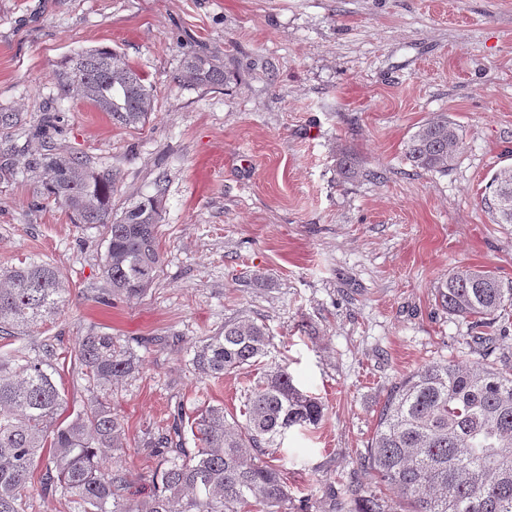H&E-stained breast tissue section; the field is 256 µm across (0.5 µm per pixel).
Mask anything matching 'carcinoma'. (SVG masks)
I'll list each match as a JSON object with an SVG mask.
<instances>
[{
    "mask_svg": "<svg viewBox=\"0 0 512 512\" xmlns=\"http://www.w3.org/2000/svg\"><path fill=\"white\" fill-rule=\"evenodd\" d=\"M190 82L224 86V68L208 56L184 61ZM63 93L77 88L94 109L116 125L138 129L155 108L153 86L115 51L76 53L55 71ZM462 147L456 124L441 113L426 120L405 144V157L419 170L446 172ZM12 147L0 148V184L15 181ZM27 168L40 175L37 194L53 200L75 224L102 228L106 250L102 274L112 296L144 297L162 271L157 241L164 179L156 194L112 212L117 175L88 157L29 155ZM484 205L497 223L512 224V166L497 170ZM69 289L49 263L25 258L0 273V335L20 336L59 315ZM448 313L469 322L470 342L485 348L496 336L499 311L512 305V281L489 271L457 267L436 292ZM268 325L248 315L193 351L195 377L220 379L247 369L270 353ZM139 359L112 334L90 329L77 337L71 370L86 381L83 409L68 413L56 369L40 356L0 357V512H26L35 493L58 494L78 512H290L288 478L264 460L277 436L295 425L317 426L322 402L300 392L287 367L274 363L244 393L245 421L211 405L183 417L177 408L174 437L150 431L142 447L156 460L140 480L123 465L126 431L112 413V385L131 376ZM195 448L183 447L185 421ZM110 456L111 466L100 460ZM382 495L349 485L345 512H512V371L490 363L462 366L432 361L391 388L370 445L362 455Z\"/></svg>",
    "mask_w": 512,
    "mask_h": 512,
    "instance_id": "carcinoma-1",
    "label": "carcinoma"
}]
</instances>
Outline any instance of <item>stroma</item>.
I'll return each mask as SVG.
<instances>
[{
	"instance_id": "stroma-1",
	"label": "stroma",
	"mask_w": 512,
	"mask_h": 512,
	"mask_svg": "<svg viewBox=\"0 0 512 512\" xmlns=\"http://www.w3.org/2000/svg\"><path fill=\"white\" fill-rule=\"evenodd\" d=\"M101 47L153 86L143 129L60 94L61 61ZM195 54L223 64V87L186 82ZM0 109L25 119L0 128V142L113 169L114 213L167 178L160 277L140 301L109 307L97 301L99 229L37 198L34 173L0 184V270L40 258L71 288L60 316L0 338V356L53 344L76 411L86 383L63 369L64 351L92 326L129 345L141 366L113 386L112 406L131 478L154 464L144 432L177 410L239 415L260 367L214 382L189 360L241 314L265 320L269 362L326 408L320 425L293 426L272 448L294 512H333L351 480L372 485L359 454L401 378L436 359L512 362V307L498 317L504 341L482 357L466 322L435 301L454 267L512 280V224L481 201L512 166V0H0ZM440 113L459 126L461 152L448 171L415 169L404 145ZM344 155L377 178L344 177Z\"/></svg>"
}]
</instances>
